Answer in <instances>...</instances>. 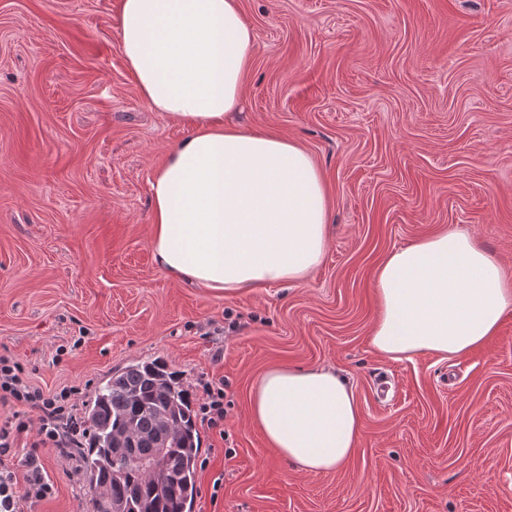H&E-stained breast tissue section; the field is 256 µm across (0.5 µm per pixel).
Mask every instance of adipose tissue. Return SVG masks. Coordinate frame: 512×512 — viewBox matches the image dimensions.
I'll list each match as a JSON object with an SVG mask.
<instances>
[{"mask_svg":"<svg viewBox=\"0 0 512 512\" xmlns=\"http://www.w3.org/2000/svg\"><path fill=\"white\" fill-rule=\"evenodd\" d=\"M117 27L144 101L190 130L151 180L158 270L227 296L305 280L329 244L326 185L296 142L231 120L255 42L238 0H121ZM375 286L372 345L396 359L465 355L512 309V274L454 230L390 252ZM250 416L282 458L325 474L351 458L362 412L333 369L275 366Z\"/></svg>","mask_w":512,"mask_h":512,"instance_id":"ef3b65f1","label":"adipose tissue"}]
</instances>
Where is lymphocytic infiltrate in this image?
Listing matches in <instances>:
<instances>
[{
    "mask_svg": "<svg viewBox=\"0 0 512 512\" xmlns=\"http://www.w3.org/2000/svg\"><path fill=\"white\" fill-rule=\"evenodd\" d=\"M75 388H63L52 395L33 387L24 366L14 357L0 354V402H13L34 410L36 419L13 414L0 424V512H27L34 504L52 498L56 485L46 471L39 449L52 450L70 463L86 436L83 421L71 404ZM36 439L26 452L18 447L24 434Z\"/></svg>",
    "mask_w": 512,
    "mask_h": 512,
    "instance_id": "lymphocytic-infiltrate-1",
    "label": "lymphocytic infiltrate"
}]
</instances>
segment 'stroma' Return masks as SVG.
<instances>
[{
  "label": "stroma",
  "mask_w": 512,
  "mask_h": 512,
  "mask_svg": "<svg viewBox=\"0 0 512 512\" xmlns=\"http://www.w3.org/2000/svg\"><path fill=\"white\" fill-rule=\"evenodd\" d=\"M239 2L256 41L235 120L314 159L322 264L231 297L161 273L150 180L188 131L141 97L120 0H0V352L80 407L141 360L196 400L223 381L194 512H512V312L461 357L371 343L394 249L448 228L512 269V0ZM273 366L348 380L360 438L335 472L297 471L250 423ZM43 458L57 493L33 512H91L85 473Z\"/></svg>",
  "instance_id": "1"
}]
</instances>
